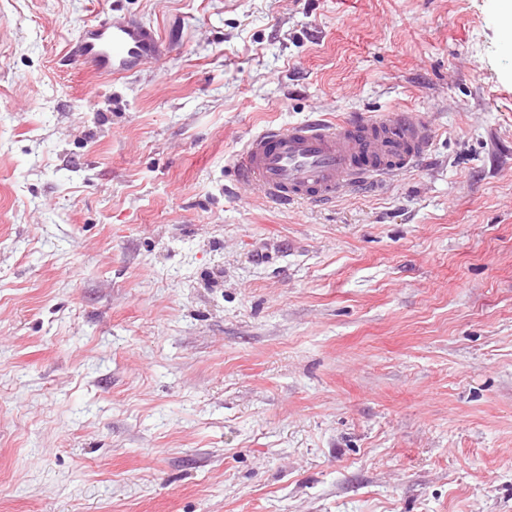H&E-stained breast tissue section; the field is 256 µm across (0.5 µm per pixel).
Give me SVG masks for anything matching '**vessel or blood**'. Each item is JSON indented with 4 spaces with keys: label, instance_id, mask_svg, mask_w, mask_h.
Listing matches in <instances>:
<instances>
[{
    "label": "vessel or blood",
    "instance_id": "1",
    "mask_svg": "<svg viewBox=\"0 0 512 512\" xmlns=\"http://www.w3.org/2000/svg\"><path fill=\"white\" fill-rule=\"evenodd\" d=\"M160 54L152 26L116 15L84 25L74 48L77 62L95 76L134 73ZM430 146L427 125L404 113L337 126L320 120L271 126L245 142L235 181L282 209L300 201L326 205L362 184L408 170Z\"/></svg>",
    "mask_w": 512,
    "mask_h": 512
}]
</instances>
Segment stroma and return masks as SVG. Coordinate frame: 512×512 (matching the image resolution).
Listing matches in <instances>:
<instances>
[{"label": "stroma", "mask_w": 512, "mask_h": 512, "mask_svg": "<svg viewBox=\"0 0 512 512\" xmlns=\"http://www.w3.org/2000/svg\"><path fill=\"white\" fill-rule=\"evenodd\" d=\"M116 11L162 55L95 77ZM497 0H0V512H512ZM410 113L412 170L281 210L267 126Z\"/></svg>", "instance_id": "stroma-1"}]
</instances>
